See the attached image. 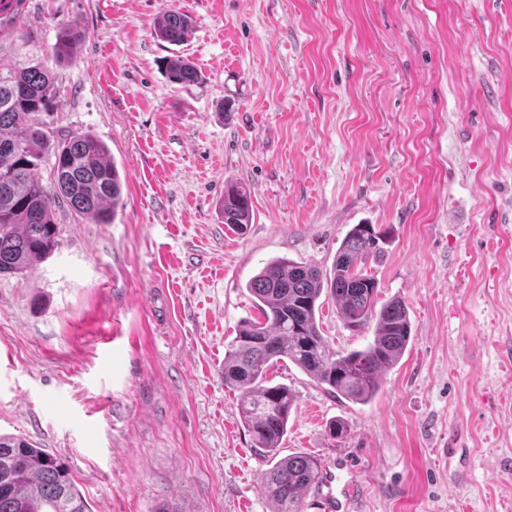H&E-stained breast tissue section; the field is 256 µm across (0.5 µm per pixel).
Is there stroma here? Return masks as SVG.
Returning <instances> with one entry per match:
<instances>
[{"label":"stroma","instance_id":"stroma-1","mask_svg":"<svg viewBox=\"0 0 512 512\" xmlns=\"http://www.w3.org/2000/svg\"><path fill=\"white\" fill-rule=\"evenodd\" d=\"M167 7L194 21L181 44L154 32ZM65 22L86 38L52 66L50 124L108 145L121 201L109 224L57 204L59 250L0 277V433L62 460L91 512H270L224 383L260 316L246 284L276 257L331 271L375 224L379 298L411 320L377 396L267 372L296 396L282 454L320 464L305 512H512V0H29L16 26L48 47ZM173 55L200 81L171 83ZM317 318L336 351L374 336L326 296ZM224 223L243 234L251 223L252 210L249 195L240 187H230L224 192L222 204Z\"/></svg>","mask_w":512,"mask_h":512}]
</instances>
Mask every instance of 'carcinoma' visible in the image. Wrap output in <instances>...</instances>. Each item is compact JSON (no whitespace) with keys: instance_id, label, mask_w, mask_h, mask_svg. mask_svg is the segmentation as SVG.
<instances>
[{"instance_id":"1","label":"carcinoma","mask_w":512,"mask_h":512,"mask_svg":"<svg viewBox=\"0 0 512 512\" xmlns=\"http://www.w3.org/2000/svg\"><path fill=\"white\" fill-rule=\"evenodd\" d=\"M28 0H0V277L20 276L58 250L59 225L53 210L60 199L90 224H109L121 199L122 181L107 145L89 133L58 140L48 118L58 87L40 42L16 30L15 19ZM192 18L175 9L161 12L154 30L173 45L184 42ZM85 39L66 26L51 46L58 61H71ZM170 81H200L198 70L180 57L169 59ZM51 165L52 186L38 177ZM224 223L242 234L251 223L249 195L240 187L224 192ZM388 234L372 224H356L336 252L332 273L286 257L268 261L247 283L261 317L240 325L224 355V383L238 392L239 414L254 447L272 466L262 485L271 512H303L305 492L319 478L313 458L280 456L295 395L271 384L266 372L289 361L316 384L350 402H370L381 389L383 372L403 356L410 340L406 304L390 299L376 306L378 281L365 268L378 259ZM331 296L347 326L375 322L373 340L360 350L333 352L316 313L322 295ZM0 512H91L69 468L27 438L0 433Z\"/></svg>"}]
</instances>
